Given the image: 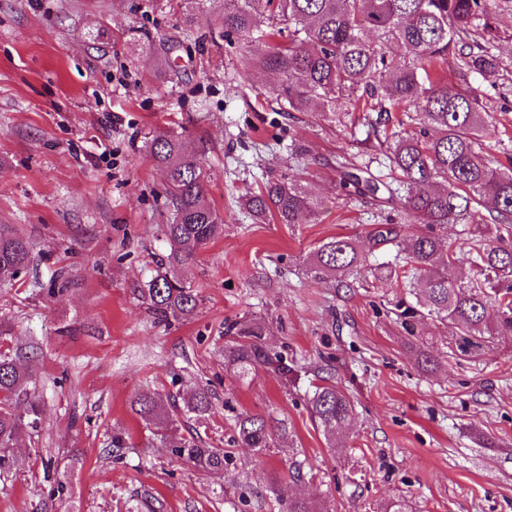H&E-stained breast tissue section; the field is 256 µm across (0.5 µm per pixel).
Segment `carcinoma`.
Instances as JSON below:
<instances>
[{
  "instance_id": "cac0c4a2",
  "label": "carcinoma",
  "mask_w": 512,
  "mask_h": 512,
  "mask_svg": "<svg viewBox=\"0 0 512 512\" xmlns=\"http://www.w3.org/2000/svg\"><path fill=\"white\" fill-rule=\"evenodd\" d=\"M263 12L273 22L263 34L267 48L242 55V69L277 73L279 81L268 94L286 112L330 114L340 124L353 111L363 113L368 135L384 149L390 181L371 172V157L352 170L337 164L339 184L420 225L403 233L396 224H375L367 239L375 248L394 249L396 262L409 264L418 275L408 287L418 288L423 309L448 322L455 345L451 354L474 357L491 337L512 336V241L489 232L492 224L506 231L512 227V158L492 165L484 146L495 135L494 116L475 88L445 83L450 55L467 74L489 80L498 72L490 48L480 45L474 51L464 40L475 26L496 39L486 0H224V36L252 37ZM146 148L164 177L173 217L163 225L169 251L139 294L155 320L169 324L194 315L197 294L185 286L180 271L224 233V219L205 196L207 142L192 150L181 135L163 131ZM244 206L259 222L291 225L313 222L319 202L301 180L282 175L246 196ZM447 224L474 226L469 263L480 279L464 282L454 275L453 244H444L437 233ZM367 258L352 238L331 237L311 255L308 272L315 279L346 280L368 266ZM29 261L28 241L0 231V283L18 280ZM224 335V365L239 375L258 367L288 372L266 349L260 321H234ZM30 383L21 357L0 353L1 476L17 466L10 449L20 432H37L42 424ZM131 409L172 456L194 468L222 474L233 461L229 450L176 435L173 406L151 389L141 390ZM353 410V401L331 384L319 387L312 399V413L331 440L344 434ZM183 411L207 420L214 413L211 392H194L183 401ZM270 440L263 418L238 417L233 446L258 454Z\"/></svg>"
}]
</instances>
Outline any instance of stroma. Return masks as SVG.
<instances>
[{
	"instance_id": "1",
	"label": "stroma",
	"mask_w": 512,
	"mask_h": 512,
	"mask_svg": "<svg viewBox=\"0 0 512 512\" xmlns=\"http://www.w3.org/2000/svg\"><path fill=\"white\" fill-rule=\"evenodd\" d=\"M498 29L496 78L448 84L478 89L496 118L492 159L512 155V0H490ZM224 0L185 25L182 0H0V226L30 242L26 274L0 285V352L23 356L43 410L40 434L23 433L16 471L0 482V512H285L298 496L325 512H512V336L476 359L455 357L434 317L401 324L414 302L391 252L369 258L352 287L312 278L325 239H364L396 220L346 195L333 164L370 151L367 129L309 112L278 111L267 73L237 62L246 44L224 40ZM172 45L170 67L156 48ZM174 130L211 144L208 203L224 234L182 277L200 297L196 315L155 323L133 293L154 274L171 220L164 180L144 150ZM304 159L292 158V144ZM304 174L320 202L315 223H253L241 198L268 178ZM68 286L50 296L56 276ZM256 318L270 353L298 371L237 377L224 367L227 323ZM439 358L417 362L419 350ZM331 383L354 403L342 443L311 416ZM183 399L212 393L207 421L178 418L184 436L227 446L236 416H264L263 454L235 449V467L213 476L160 447L130 403L145 388ZM127 445L111 449L113 435ZM59 460L68 473L50 470ZM304 480L289 476L293 462ZM67 478L68 497L51 496ZM234 492L222 493L224 483Z\"/></svg>"
}]
</instances>
